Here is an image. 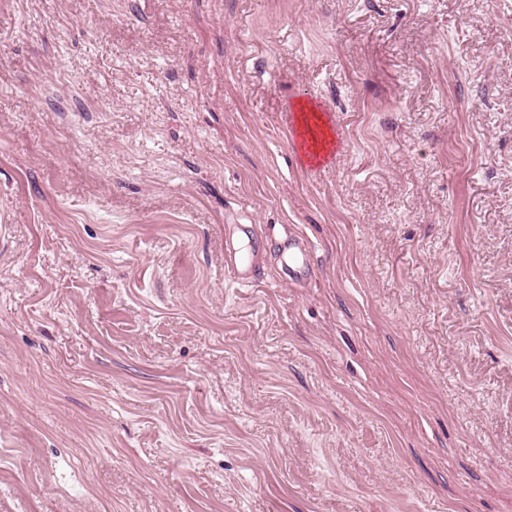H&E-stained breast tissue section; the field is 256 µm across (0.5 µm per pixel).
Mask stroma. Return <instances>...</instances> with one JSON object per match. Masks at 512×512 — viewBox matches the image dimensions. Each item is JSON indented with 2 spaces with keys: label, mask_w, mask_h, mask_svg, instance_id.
Here are the masks:
<instances>
[{
  "label": "stroma",
  "mask_w": 512,
  "mask_h": 512,
  "mask_svg": "<svg viewBox=\"0 0 512 512\" xmlns=\"http://www.w3.org/2000/svg\"><path fill=\"white\" fill-rule=\"evenodd\" d=\"M0 512H512V0H0ZM310 258V251L302 239H288V271L291 277L300 275L308 269ZM255 262V253L248 261H244L240 258L237 252L228 250L227 258L225 259V265L233 275V278L240 285H250L255 282L253 275L250 271Z\"/></svg>",
  "instance_id": "1"
}]
</instances>
